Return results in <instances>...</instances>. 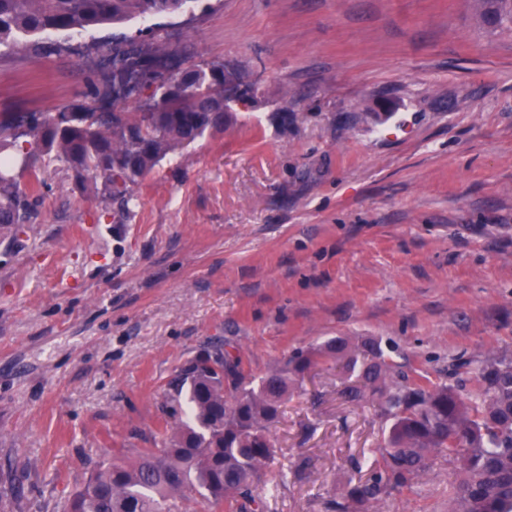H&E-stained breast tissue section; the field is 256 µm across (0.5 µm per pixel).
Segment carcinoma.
I'll return each instance as SVG.
<instances>
[{
  "label": "carcinoma",
  "mask_w": 512,
  "mask_h": 512,
  "mask_svg": "<svg viewBox=\"0 0 512 512\" xmlns=\"http://www.w3.org/2000/svg\"><path fill=\"white\" fill-rule=\"evenodd\" d=\"M192 0H0V47L44 34L180 11ZM490 29H512V0H480ZM254 92L244 75L222 64L180 67L163 42L116 43L90 98L56 113H0V236L15 238L31 223L42 174L64 169L89 199L127 207L133 188L176 149L224 130V89ZM136 101L141 112H116ZM319 362L356 374L353 403L380 400L389 422L377 458L347 485L341 512H372L375 504L413 488L437 459L459 474L448 512H512V357L455 365L453 384L395 370L380 344L336 336L305 350L255 382L238 349L226 342L196 357L171 385L167 419L154 448L133 462L100 463L71 492L63 512H183L196 492L224 512H267L264 477L273 459L269 427L299 377Z\"/></svg>",
  "instance_id": "obj_1"
}]
</instances>
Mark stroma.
<instances>
[{
  "instance_id": "35a3bbf8",
  "label": "stroma",
  "mask_w": 512,
  "mask_h": 512,
  "mask_svg": "<svg viewBox=\"0 0 512 512\" xmlns=\"http://www.w3.org/2000/svg\"><path fill=\"white\" fill-rule=\"evenodd\" d=\"M471 3L193 0L0 54V113L84 99L87 45L143 32L255 84L130 208L50 167L34 223L0 239V512H61L100 461L152 447L169 382L219 341L255 378L334 336L439 382L512 356V32ZM350 382L322 365L286 401L269 512H334L373 457L387 423ZM453 479L436 463L375 512H448Z\"/></svg>"
}]
</instances>
